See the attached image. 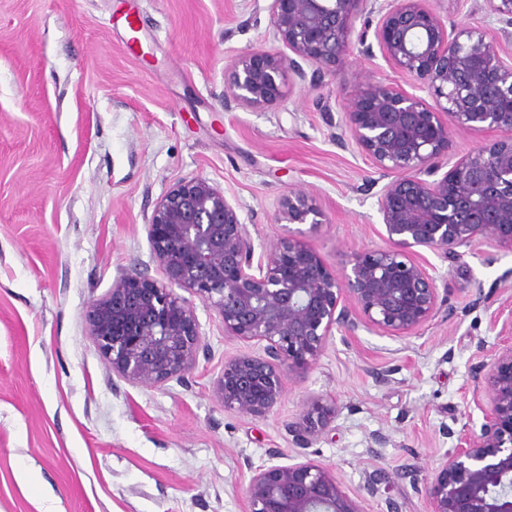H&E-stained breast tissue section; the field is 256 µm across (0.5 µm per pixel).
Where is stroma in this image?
I'll return each instance as SVG.
<instances>
[{
    "instance_id": "obj_1",
    "label": "stroma",
    "mask_w": 512,
    "mask_h": 512,
    "mask_svg": "<svg viewBox=\"0 0 512 512\" xmlns=\"http://www.w3.org/2000/svg\"><path fill=\"white\" fill-rule=\"evenodd\" d=\"M482 3L430 0L496 33ZM270 37L267 0H0V512H246L256 468L306 461L367 512H428L426 479L453 435L479 430L472 375L512 319L508 249L425 252L438 316L413 336L335 334L264 417L217 392L225 361L260 346L225 335L196 296L207 353L160 388L118 377L90 340L87 310L119 275L160 278L146 224L182 180L236 198L258 247L286 234L272 215L292 187L328 217L300 230L329 266L384 246L382 185L338 125L341 91L363 74L406 78L356 51L318 84L291 79L278 107L225 105V65ZM313 398L336 418L299 448L288 426ZM374 474L387 496H368Z\"/></svg>"
}]
</instances>
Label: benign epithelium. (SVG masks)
Returning a JSON list of instances; mask_svg holds the SVG:
<instances>
[{"instance_id":"benign-epithelium-1","label":"benign epithelium","mask_w":512,"mask_h":512,"mask_svg":"<svg viewBox=\"0 0 512 512\" xmlns=\"http://www.w3.org/2000/svg\"><path fill=\"white\" fill-rule=\"evenodd\" d=\"M507 17L512 0H484ZM269 44L224 68V100L252 109L278 106L292 77L336 75L355 45H376L393 70L430 90L434 104L373 78L343 92L341 123L377 171L392 175L378 196L386 245L352 255L336 270L288 232L256 252L239 202L204 177L182 180L146 224L162 279L126 272L87 314L89 338L112 372L157 388L192 370L206 351L185 291L212 306L224 335L262 346L224 362V407L267 416L285 393L286 374L319 359L337 332L364 328L417 334L439 313L437 278L426 249L459 255L484 244L512 250V31L445 23L428 0H271ZM379 15L377 24L372 16ZM496 133L448 166L454 131ZM275 224H326L310 196L291 188ZM480 432L460 435L431 472L430 512H512V337L475 372ZM336 407L311 399L288 426L299 448L334 421ZM248 512H364L330 470L312 462L260 467L243 490Z\"/></svg>"}]
</instances>
